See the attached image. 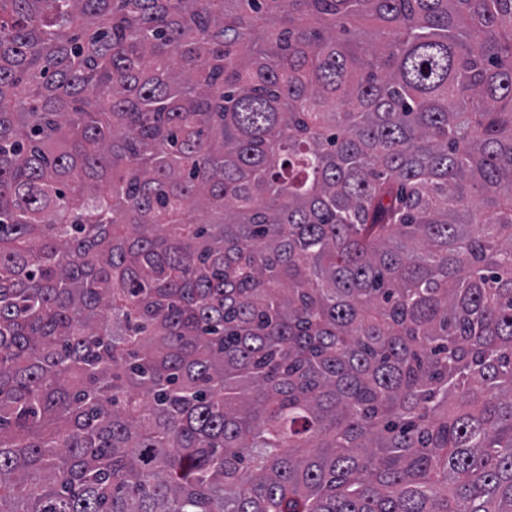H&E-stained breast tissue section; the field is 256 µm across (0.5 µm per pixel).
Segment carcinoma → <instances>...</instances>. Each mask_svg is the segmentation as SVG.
Instances as JSON below:
<instances>
[{
    "instance_id": "1",
    "label": "carcinoma",
    "mask_w": 512,
    "mask_h": 512,
    "mask_svg": "<svg viewBox=\"0 0 512 512\" xmlns=\"http://www.w3.org/2000/svg\"><path fill=\"white\" fill-rule=\"evenodd\" d=\"M0 512H512V0H0Z\"/></svg>"
}]
</instances>
